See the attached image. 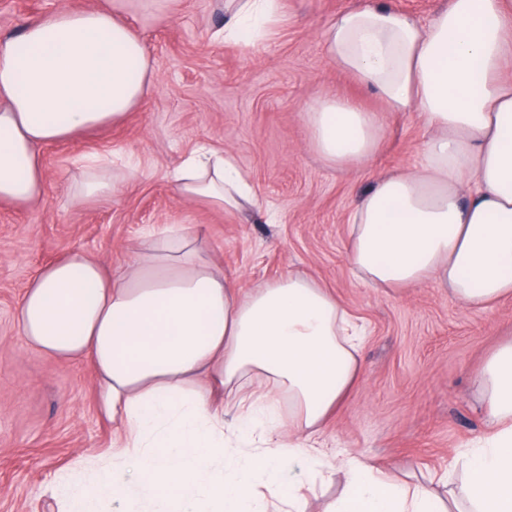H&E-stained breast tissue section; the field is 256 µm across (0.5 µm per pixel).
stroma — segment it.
<instances>
[{
	"instance_id": "35a3bbf8",
	"label": "stroma",
	"mask_w": 512,
	"mask_h": 512,
	"mask_svg": "<svg viewBox=\"0 0 512 512\" xmlns=\"http://www.w3.org/2000/svg\"><path fill=\"white\" fill-rule=\"evenodd\" d=\"M82 2L115 13L147 42L156 81L125 122L42 147L40 203H0V512H59V476L88 482L94 473L79 461L112 462L113 426L97 410L90 363L56 361L20 343L14 314L24 289L71 250L123 265L146 232L170 225L199 232L242 287L294 270L355 317L362 373L322 427L326 453L360 452L415 481L484 441L474 375L512 336V296L480 309L430 285L376 292L348 266L353 199L378 175L418 169L428 137L415 117L383 111L323 52L327 26L366 0H281L278 25L249 53L212 39L224 18L216 0ZM65 4L0 0V34ZM333 95L382 115L384 146L367 168L328 166L309 145L303 114ZM202 143L235 155L256 206L228 213L176 193L171 171ZM103 155L135 163L136 175L110 196L79 200L87 160Z\"/></svg>"
}]
</instances>
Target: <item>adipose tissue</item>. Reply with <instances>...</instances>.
Here are the masks:
<instances>
[{
  "label": "adipose tissue",
  "mask_w": 512,
  "mask_h": 512,
  "mask_svg": "<svg viewBox=\"0 0 512 512\" xmlns=\"http://www.w3.org/2000/svg\"><path fill=\"white\" fill-rule=\"evenodd\" d=\"M280 0H228L217 36L255 44ZM28 54H18L19 45ZM337 67L388 112L430 132L413 173L379 176L351 204L346 254L377 290L433 284L461 306L512 296V0H448L433 20L368 4L325 32ZM24 86H17L16 77ZM152 57L111 12L69 4L0 37V200L39 202L38 150L123 121L151 92ZM324 162L368 166L380 114L325 97L305 114ZM179 196L223 211L254 204L235 157L198 145L173 169ZM23 344L90 361L112 420L111 468L66 485L61 512H305L315 481L342 476L326 512H512V340L476 381L489 434L468 449L463 495L442 475L394 478L368 458L316 448L360 373L359 328L335 296L295 272L242 292L183 226L148 232L125 267L80 251L42 267L15 312Z\"/></svg>",
  "instance_id": "ef3b65f1"
}]
</instances>
